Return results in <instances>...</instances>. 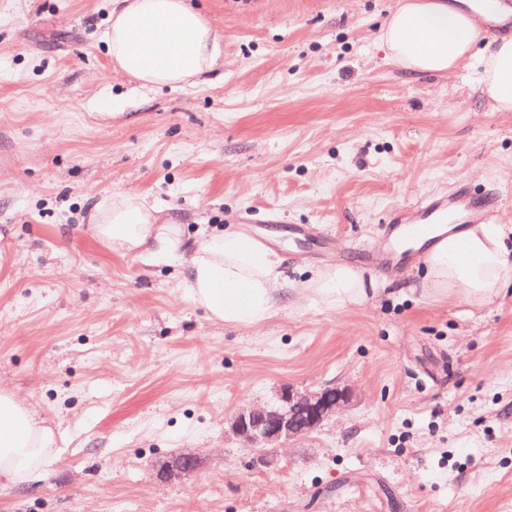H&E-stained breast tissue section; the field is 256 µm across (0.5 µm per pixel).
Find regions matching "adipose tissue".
Returning <instances> with one entry per match:
<instances>
[{
  "label": "adipose tissue",
  "mask_w": 512,
  "mask_h": 512,
  "mask_svg": "<svg viewBox=\"0 0 512 512\" xmlns=\"http://www.w3.org/2000/svg\"><path fill=\"white\" fill-rule=\"evenodd\" d=\"M483 17L473 2L461 8L447 0H400L381 43L394 63L418 74L477 62L482 92L494 109L512 112V38L487 36ZM104 41L116 71L145 87H180L216 65L224 32L188 0H113ZM160 212L156 200L115 193L94 207L92 231L115 254L178 266L182 296L215 321L250 328L276 315V295L286 281L279 253L234 229L185 235L182 225L160 222ZM304 286L336 310L363 303L379 288L352 264L320 269ZM421 287L483 305L512 287V236L496 224L440 230L425 250ZM57 453V434L46 418L0 387V482H30Z\"/></svg>",
  "instance_id": "obj_1"
}]
</instances>
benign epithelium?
Listing matches in <instances>:
<instances>
[{
  "instance_id": "obj_1",
  "label": "benign epithelium",
  "mask_w": 512,
  "mask_h": 512,
  "mask_svg": "<svg viewBox=\"0 0 512 512\" xmlns=\"http://www.w3.org/2000/svg\"><path fill=\"white\" fill-rule=\"evenodd\" d=\"M348 400L346 391L330 386L305 395L285 390L277 406L238 409L229 420L228 430L254 451L256 464L266 466L273 463L275 449L307 434ZM200 465L198 456L181 454L165 462L159 475L164 479L182 478Z\"/></svg>"
}]
</instances>
